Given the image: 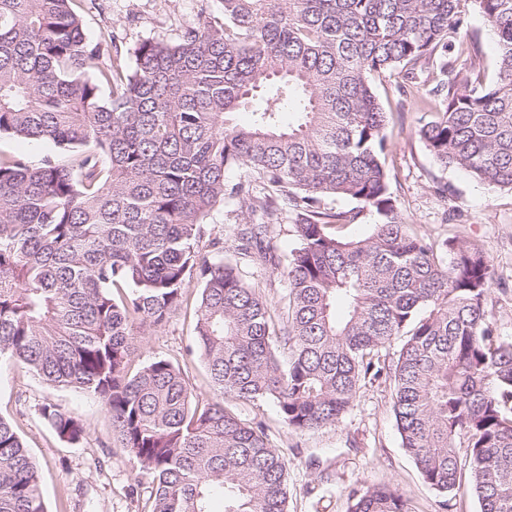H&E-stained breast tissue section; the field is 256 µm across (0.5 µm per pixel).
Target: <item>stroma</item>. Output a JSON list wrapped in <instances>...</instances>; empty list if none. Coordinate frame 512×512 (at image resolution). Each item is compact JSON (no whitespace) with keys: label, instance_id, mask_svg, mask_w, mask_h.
Returning <instances> with one entry per match:
<instances>
[{"label":"stroma","instance_id":"1","mask_svg":"<svg viewBox=\"0 0 512 512\" xmlns=\"http://www.w3.org/2000/svg\"><path fill=\"white\" fill-rule=\"evenodd\" d=\"M86 35L97 39L112 30L122 55L143 40L173 43L190 25L221 16L220 0H77ZM433 81L420 71L413 89L399 93L394 84L376 85L380 100L393 111L388 129L391 191L406 222L430 240L452 237L478 243L493 268L485 305L499 335L512 338V192L482 183L464 171L438 166L417 133L429 111ZM252 215L242 201L226 199L208 220L202 246L235 245ZM276 265L251 266L245 279L259 288L273 314H280L288 293L284 275L297 247L293 214L280 215L272 227ZM195 306L188 303L161 328L136 337L134 367L162 357L182 371L194 396L212 398L209 373L193 354ZM392 384L386 377L362 380L350 409L319 429L288 427L273 399L226 396L224 407L252 427L264 430L284 459L288 512H349L352 489L390 487L407 499L410 512H480L468 490L449 497L423 480L402 446L392 411ZM77 416L84 426L80 443L62 442L41 414L45 404ZM0 416L10 420L25 441L41 476L47 512H145L152 485L141 477L138 461L118 448L111 420L101 404L74 388H52L27 368L0 366Z\"/></svg>","mask_w":512,"mask_h":512}]
</instances>
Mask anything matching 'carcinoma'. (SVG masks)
<instances>
[{"label":"carcinoma","instance_id":"carcinoma-1","mask_svg":"<svg viewBox=\"0 0 512 512\" xmlns=\"http://www.w3.org/2000/svg\"><path fill=\"white\" fill-rule=\"evenodd\" d=\"M75 2L0 0V135L68 153L40 166L0 156V363L96 398L152 483L150 512H286L285 461L224 396L271 398L289 427L313 429L336 423L370 374L392 381L402 446L432 489L454 494L466 472L481 512H512V340L485 309L491 266L475 242L409 231L373 90L431 72L435 111L418 133L434 161L512 191V0H221L223 18L103 68L112 32L88 40ZM471 9L495 39L489 79L457 38ZM232 167L247 178L229 186ZM228 196L265 217L230 259L201 246ZM333 196L358 207L334 212ZM366 210L372 233L347 238ZM288 211L299 245L277 319L242 267L276 264L265 241ZM193 280L214 386L204 404L165 358L129 371L135 337L186 304ZM402 335L396 361L380 363ZM41 414L60 440L83 438L77 417ZM350 499V512H409L388 487ZM0 512H46L38 467L3 417Z\"/></svg>","mask_w":512,"mask_h":512}]
</instances>
